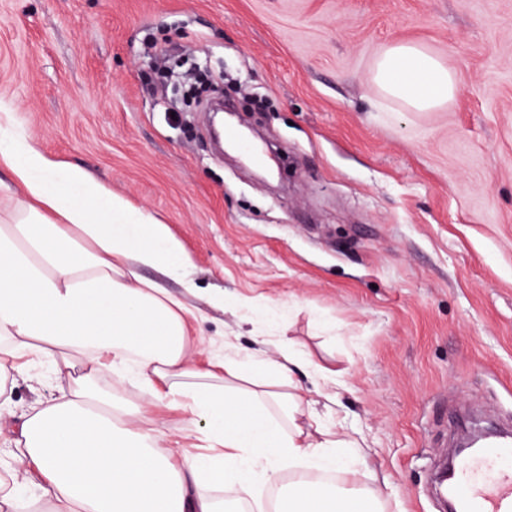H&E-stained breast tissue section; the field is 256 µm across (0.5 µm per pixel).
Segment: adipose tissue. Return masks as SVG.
<instances>
[{
  "label": "adipose tissue",
  "instance_id": "adipose-tissue-1",
  "mask_svg": "<svg viewBox=\"0 0 512 512\" xmlns=\"http://www.w3.org/2000/svg\"><path fill=\"white\" fill-rule=\"evenodd\" d=\"M380 96L410 112L447 105L459 88L444 63L399 43L379 56ZM25 200L0 219V399H8L22 358L50 356L58 396L39 402L12 438L0 466V512H224L199 492L227 486L250 497L255 477L287 469L334 468L350 487L296 480L275 512H379L375 495L355 489L350 436L305 429L310 405L294 372L299 357L225 359L200 368L191 355L190 310L141 269L179 274L189 263L167 225L113 195L78 167H62L28 138L0 127V169ZM163 382L223 456L175 461L140 429L139 406L117 397L125 381Z\"/></svg>",
  "mask_w": 512,
  "mask_h": 512
}]
</instances>
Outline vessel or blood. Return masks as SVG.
I'll return each instance as SVG.
<instances>
[{
    "mask_svg": "<svg viewBox=\"0 0 512 512\" xmlns=\"http://www.w3.org/2000/svg\"><path fill=\"white\" fill-rule=\"evenodd\" d=\"M453 494L461 512H512V445L492 443L462 460Z\"/></svg>",
    "mask_w": 512,
    "mask_h": 512,
    "instance_id": "b4317fda",
    "label": "vessel or blood"
}]
</instances>
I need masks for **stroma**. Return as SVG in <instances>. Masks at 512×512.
I'll use <instances>...</instances> for the list:
<instances>
[{
	"label": "stroma",
	"mask_w": 512,
	"mask_h": 512,
	"mask_svg": "<svg viewBox=\"0 0 512 512\" xmlns=\"http://www.w3.org/2000/svg\"><path fill=\"white\" fill-rule=\"evenodd\" d=\"M396 42L454 73L448 105L377 106ZM189 52L279 173L216 148L209 113L169 112L153 58ZM1 107L183 243L184 277L141 274L194 312L196 363L292 346L320 423L387 478L382 512H441L446 411L512 423V0H0ZM45 370L18 379L0 429L56 395ZM118 394L195 454L202 424L137 383Z\"/></svg>",
	"instance_id": "stroma-1"
}]
</instances>
